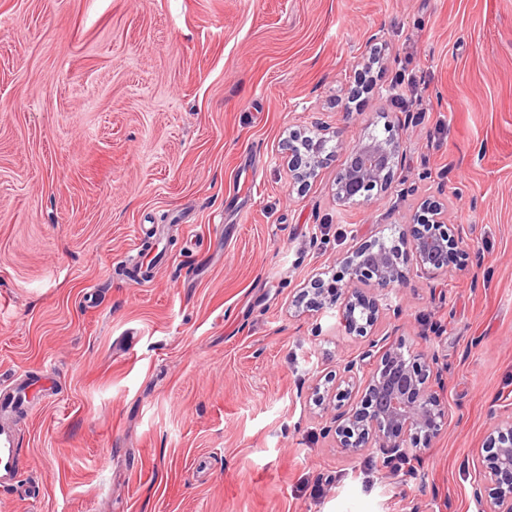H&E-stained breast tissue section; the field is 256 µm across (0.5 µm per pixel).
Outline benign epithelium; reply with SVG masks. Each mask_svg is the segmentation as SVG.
<instances>
[{
	"mask_svg": "<svg viewBox=\"0 0 512 512\" xmlns=\"http://www.w3.org/2000/svg\"><path fill=\"white\" fill-rule=\"evenodd\" d=\"M372 62L363 64L356 87L350 97L370 92L375 84L370 76ZM330 139L315 126L306 133L288 135V169L291 187L302 193L323 164L322 154ZM403 146L402 136L386 139L370 138L344 145L343 172L336 184V198L353 203L374 188L384 189L394 179L395 160ZM407 244L415 255L413 271L425 279L449 270L450 264L464 255L458 233L448 224V209L436 201H426L413 222L403 225L398 244L387 250L380 240L359 243L342 259V277L326 284L321 277L308 281L301 300L307 308H321L345 295L346 320L357 323L356 310L367 312L366 325L378 319L380 302H389L391 294H399L408 275L399 266L401 246ZM375 288L381 301L365 299L360 286ZM377 341L357 359L343 367L341 382L334 389L312 388L313 404L330 415L336 434V445L351 455L377 450L387 461L417 456L430 446L447 424L448 410L432 384L436 354L420 352L409 357L387 349L375 360ZM375 362L366 382L360 372ZM364 388L363 402L345 407L353 392ZM478 484L484 493L477 494L481 512H512V422L507 427H494L486 439V455L478 469Z\"/></svg>",
	"mask_w": 512,
	"mask_h": 512,
	"instance_id": "benign-epithelium-1",
	"label": "benign epithelium"
}]
</instances>
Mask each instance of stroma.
I'll list each match as a JSON object with an SVG mask.
<instances>
[{
    "label": "stroma",
    "instance_id": "obj_1",
    "mask_svg": "<svg viewBox=\"0 0 512 512\" xmlns=\"http://www.w3.org/2000/svg\"><path fill=\"white\" fill-rule=\"evenodd\" d=\"M315 125L401 133L391 186L340 203L335 152L291 191ZM427 199L464 265L363 334L299 306ZM374 339L439 357L448 422L405 465L307 397ZM48 374L0 512H478L512 421V0H0V380Z\"/></svg>",
    "mask_w": 512,
    "mask_h": 512
}]
</instances>
